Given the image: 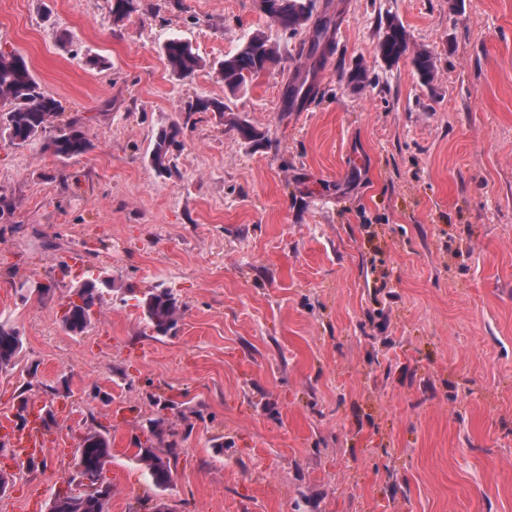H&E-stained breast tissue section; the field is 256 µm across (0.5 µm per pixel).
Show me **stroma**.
Here are the masks:
<instances>
[{"label":"stroma","mask_w":512,"mask_h":512,"mask_svg":"<svg viewBox=\"0 0 512 512\" xmlns=\"http://www.w3.org/2000/svg\"><path fill=\"white\" fill-rule=\"evenodd\" d=\"M338 2L292 108L301 37L258 0H141L117 26L107 0H0V50L93 143L60 159L0 138V320L23 339L0 411L52 410L56 442L17 470L0 446V512H47L90 430L112 440L109 512H148L133 446L158 417L154 447L179 448L173 512H512V0ZM391 18L432 53L431 84L380 59ZM256 32L281 62L229 93L216 68ZM171 39L202 58L191 77L169 72ZM199 98L225 113H185ZM173 124L161 174L150 152ZM106 273L69 333L70 295ZM155 288L181 306L176 334L136 305ZM182 129L176 124L162 128L156 135L150 154L152 165L159 172H166L170 168V157L174 148L180 145L178 138ZM112 275L82 283L75 289V299L70 298L68 308L63 316V325L75 335L81 334L90 324V316L95 306L101 307L105 292L112 291Z\"/></svg>","instance_id":"1"}]
</instances>
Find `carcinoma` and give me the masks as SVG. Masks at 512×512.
I'll return each instance as SVG.
<instances>
[{
    "label": "carcinoma",
    "mask_w": 512,
    "mask_h": 512,
    "mask_svg": "<svg viewBox=\"0 0 512 512\" xmlns=\"http://www.w3.org/2000/svg\"><path fill=\"white\" fill-rule=\"evenodd\" d=\"M108 20L118 25L140 11V0H107ZM267 16L281 28L297 33L308 32L298 49V56L307 63L305 76L290 85L288 101L302 102L314 91L309 79L322 68L325 50L332 47L340 16L328 10L317 11L316 0H271ZM380 58L393 65L409 50L404 25L397 19L388 20L377 46ZM167 66L173 75L186 78L202 65L201 58L190 43L171 39L163 46ZM280 63L279 50L261 35L248 39L231 55L219 63L218 75L233 94L245 89L257 77ZM412 64L424 83L433 81L435 61L431 52L422 50L413 55ZM0 100L8 109L0 113V136L14 145L40 143L41 150L58 158H71L92 149L85 125L79 117H71L56 131H50L56 118L61 116L62 105L35 80L29 65L21 54L0 50ZM225 112L224 103L198 99L185 107L187 112ZM182 129L176 124L161 129L150 154L152 165L160 172L170 168V157L180 145ZM114 288L109 274L82 283L75 289L63 316V325L78 335L90 324L95 306H102L104 294ZM144 318L158 335L165 336L175 330L181 316V307L171 290L156 288L138 301ZM23 348L22 337L12 326L0 324V367L16 364ZM112 457V442L101 431H88L80 439L74 464L73 478H87L88 489L72 495L57 491L51 498L48 512H108L112 485L105 480L104 469ZM135 458L151 478L154 487L163 492L172 480L171 461L177 458L176 449H167L163 457L154 448L137 444Z\"/></svg>",
    "instance_id": "cac0c4a2"
}]
</instances>
